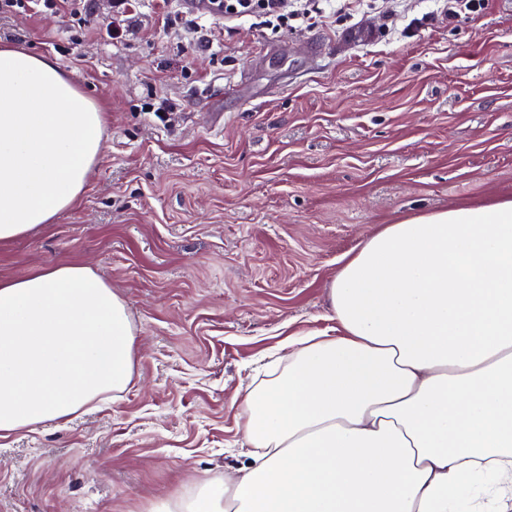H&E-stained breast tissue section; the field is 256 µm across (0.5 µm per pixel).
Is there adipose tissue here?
I'll return each mask as SVG.
<instances>
[{
	"mask_svg": "<svg viewBox=\"0 0 512 512\" xmlns=\"http://www.w3.org/2000/svg\"><path fill=\"white\" fill-rule=\"evenodd\" d=\"M107 121L55 59L0 43V242L73 207ZM328 300L336 335L235 395L250 465L151 512H506L512 198L384 226ZM137 333L91 266L0 281V438L119 398Z\"/></svg>",
	"mask_w": 512,
	"mask_h": 512,
	"instance_id": "obj_1",
	"label": "adipose tissue"
}]
</instances>
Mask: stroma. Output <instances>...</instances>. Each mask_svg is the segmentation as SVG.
<instances>
[{
  "instance_id": "obj_1",
  "label": "stroma",
  "mask_w": 512,
  "mask_h": 512,
  "mask_svg": "<svg viewBox=\"0 0 512 512\" xmlns=\"http://www.w3.org/2000/svg\"><path fill=\"white\" fill-rule=\"evenodd\" d=\"M183 0H54L0 42L109 113L76 205L0 243V280L92 265L139 330L121 397L0 439V512H149L236 475L240 386L336 333L328 288L383 225L512 198V0H350L275 30ZM166 112H159L160 102Z\"/></svg>"
}]
</instances>
